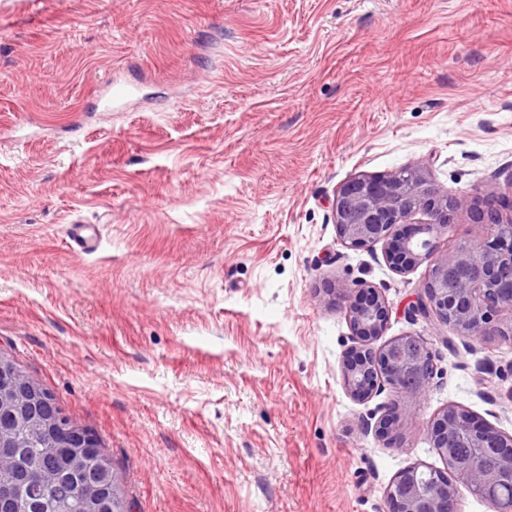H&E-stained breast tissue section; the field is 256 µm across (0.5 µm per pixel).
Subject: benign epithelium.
Instances as JSON below:
<instances>
[{
	"mask_svg": "<svg viewBox=\"0 0 512 512\" xmlns=\"http://www.w3.org/2000/svg\"><path fill=\"white\" fill-rule=\"evenodd\" d=\"M469 209L489 226L486 241L440 254L439 238L447 224L457 212ZM504 210L512 213V196L480 189L474 196L448 195L421 167L351 178L338 186L332 202L341 244L360 247L382 242L389 264L399 273L422 263L429 266L428 281L408 312L467 337L487 334L498 313L512 309V216L503 219ZM319 294L345 304L353 345L344 355L342 376L350 396L364 401L386 384L395 393L393 402L380 409L377 421H367L361 428L396 443L432 383L433 356L427 342L421 336L404 335L373 346L385 335L390 310L372 285L361 283L353 289L345 283H327ZM31 400L49 403L50 392L0 354V465L14 462L21 447L19 429L29 423L23 404ZM44 424L57 428L51 447L69 455L71 466L78 468L86 459L102 456L96 438L69 427L62 415ZM461 439L473 448L472 455L456 454ZM430 441L451 476L427 479L420 467L406 468L387 487L389 512H456L462 490L483 493L497 479L474 463L480 455L499 452L512 469V436L464 409L450 406L439 414L431 423ZM51 480L50 472L39 470H13L0 476V512L20 510L19 486L34 491ZM109 483L107 468L94 469V480L84 492L88 512L108 510V503L98 498V487Z\"/></svg>",
	"mask_w": 512,
	"mask_h": 512,
	"instance_id": "obj_1",
	"label": "benign epithelium"
}]
</instances>
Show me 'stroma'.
<instances>
[{"instance_id":"35a3bbf8","label":"stroma","mask_w":512,"mask_h":512,"mask_svg":"<svg viewBox=\"0 0 512 512\" xmlns=\"http://www.w3.org/2000/svg\"><path fill=\"white\" fill-rule=\"evenodd\" d=\"M135 94L104 111L107 79ZM512 193V0H0V352L112 460L130 512H388L447 406L512 434V312L411 320L427 264L337 238L359 175ZM99 229L75 252L72 225ZM373 285L436 375L362 432L324 281Z\"/></svg>"}]
</instances>
